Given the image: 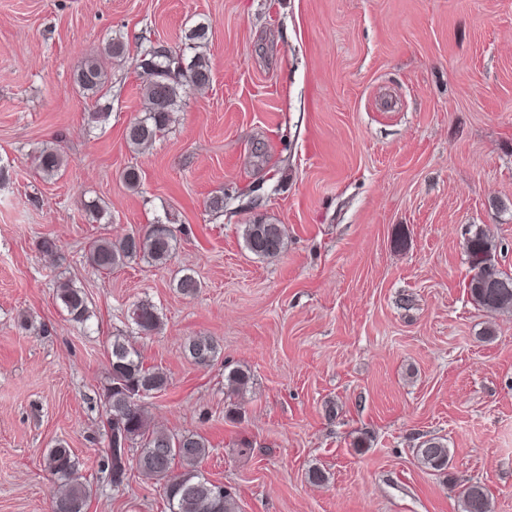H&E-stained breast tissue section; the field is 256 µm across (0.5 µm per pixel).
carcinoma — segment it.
I'll list each match as a JSON object with an SVG mask.
<instances>
[{"label": "carcinoma", "mask_w": 512, "mask_h": 512, "mask_svg": "<svg viewBox=\"0 0 512 512\" xmlns=\"http://www.w3.org/2000/svg\"><path fill=\"white\" fill-rule=\"evenodd\" d=\"M139 67L146 75L143 85L149 107L131 120L125 129V140L133 152L151 146L174 122L182 93L187 86L209 84L211 70L205 58L196 56L185 72L179 60L155 48L141 52ZM82 94H100L108 77L93 58L86 60L74 78ZM66 159L58 148L47 147L38 156V167L46 176L56 175ZM245 249L255 257L272 260L279 257L287 245V231L283 224L259 218L242 228ZM176 237L165 226L150 225L144 231L126 234L117 241L99 239L88 252L89 262L97 269L110 273L113 269L140 258L156 264H165L173 255ZM465 250L472 275L468 281L470 299L488 312H512V274L503 271L496 261V245L482 230L477 229L466 238ZM56 299L71 320L84 323L91 317L86 293L73 281L66 280L56 289ZM129 318L137 333L152 335L161 328L157 307L148 300L133 305ZM185 351L198 364L214 359L217 346L209 336H193L185 344ZM111 379L102 392L103 413L108 435L136 450L132 457L139 473L161 484L169 512H240L236 494L229 488L207 479L198 464L210 453L207 441L195 433L173 435L150 425L143 405H128V393L143 389L159 393L169 386L168 374L159 368L144 366L135 345L124 336L112 337L109 345ZM418 463L435 471L448 468V445L438 437L424 439L415 448ZM180 464L177 473L174 464ZM98 465L114 488L120 487L127 475L119 458L108 453L100 456ZM45 470L58 481L60 493L53 498L50 512H85L92 494L89 485L78 480L77 462L70 448L59 442L44 456ZM462 512H491L487 489L479 483L467 484L459 490Z\"/></svg>", "instance_id": "cac0c4a2"}]
</instances>
